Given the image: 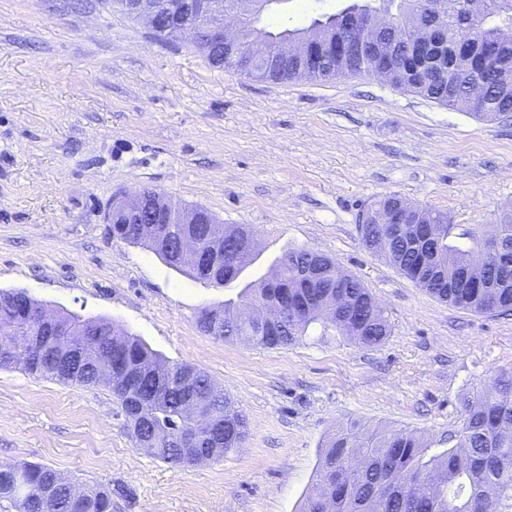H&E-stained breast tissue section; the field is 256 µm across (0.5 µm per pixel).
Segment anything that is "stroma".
<instances>
[{
	"label": "stroma",
	"mask_w": 512,
	"mask_h": 512,
	"mask_svg": "<svg viewBox=\"0 0 512 512\" xmlns=\"http://www.w3.org/2000/svg\"><path fill=\"white\" fill-rule=\"evenodd\" d=\"M353 0H281L304 28ZM154 188L253 232L258 256L214 287L113 237L119 190ZM390 195L484 230L512 210V117L480 120L368 76L249 79L212 68L105 0H0V291L101 318L164 360L206 371L246 418L223 459L179 467L137 448L109 388L0 369V465L121 484L112 512H299L336 428L415 430L446 452L465 398L512 368V311L474 313L418 288L363 245ZM334 259L386 310L373 348L311 324L263 348L197 318L266 278L286 250Z\"/></svg>",
	"instance_id": "35a3bbf8"
}]
</instances>
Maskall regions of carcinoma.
Here are the masks:
<instances>
[{
	"label": "carcinoma",
	"instance_id": "carcinoma-1",
	"mask_svg": "<svg viewBox=\"0 0 512 512\" xmlns=\"http://www.w3.org/2000/svg\"><path fill=\"white\" fill-rule=\"evenodd\" d=\"M450 0H363L366 15L390 12L394 16L417 15L421 25L441 12L448 13L443 31L448 54L427 64L423 72L441 68L483 77L486 88L483 103L474 114L480 116L512 113V0H489L491 8L472 22L463 11L448 12ZM249 21L256 36L275 40L297 32L323 36L322 44L333 46L345 38L343 18L323 14L314 19L318 27L285 29L274 33ZM476 26L465 51H455L460 29ZM488 44L498 47L511 77L480 65ZM391 82L408 87L441 102L450 109L468 112L465 91L453 93L449 83L426 80L422 72L401 69ZM444 222L436 240L425 238L419 226L408 227L402 237L385 238L372 226L361 237L363 245L392 263L416 286L435 298L473 312L512 311V213L500 218L502 254L490 264L485 282L458 287L456 274L461 266L476 257L482 248L477 228H462L448 223V215L433 211ZM193 232L212 257L214 274L208 276L189 262L179 272L195 279H207L217 286L236 280L254 260V249L243 248L239 264L226 258L236 246L231 238L251 240L253 234L239 225L225 227L215 239L207 225L179 223L132 224V244L161 247L160 236ZM336 262L305 249H289L277 260V278L248 285L238 299L224 301V308H205L198 317L199 329L215 339L234 342L247 340L264 348L288 346L296 342L312 323L318 321L320 307L336 298ZM345 292L349 312L342 320L355 332L352 340L362 347L380 345L388 334L385 311L368 289L350 277ZM277 303L284 311L279 323H258L246 327L238 337L233 330L219 335L216 330L241 316L250 306ZM44 305L23 291L0 292V368L14 366L4 354L10 332L25 326L34 337V352L23 364L32 375L49 377L64 384L87 387L102 383L101 374L112 372L109 387L120 404L137 447L148 446L151 454L166 463L195 466L219 460L238 447L246 435V422L235 402L216 389L210 376L187 363L169 364L141 338L99 323L82 326V335H48L39 325L38 312ZM84 349L94 359L88 367L76 364L71 352ZM455 444L438 456L425 458L427 440L413 430L366 428L357 422L341 425L325 444L312 489L301 512H500L512 502V369H499L490 376L488 387L463 404L461 425ZM126 497L123 485L96 483L82 487L70 496L59 473L46 465L19 462L0 466V501L15 512H112V496Z\"/></svg>",
	"mask_w": 512,
	"mask_h": 512
}]
</instances>
